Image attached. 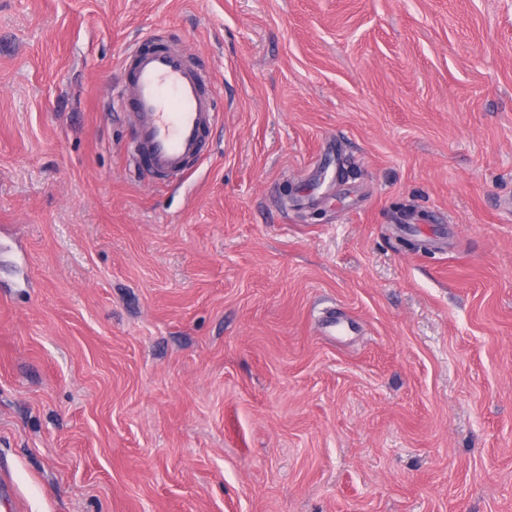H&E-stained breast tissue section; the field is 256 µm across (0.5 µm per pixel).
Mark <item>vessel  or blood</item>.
I'll return each mask as SVG.
<instances>
[{"instance_id": "1", "label": "vessel or blood", "mask_w": 512, "mask_h": 512, "mask_svg": "<svg viewBox=\"0 0 512 512\" xmlns=\"http://www.w3.org/2000/svg\"><path fill=\"white\" fill-rule=\"evenodd\" d=\"M119 65L115 101L131 129L127 161L156 182L182 178L203 158L218 113L205 69L163 29L129 48Z\"/></svg>"}]
</instances>
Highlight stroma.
<instances>
[{"label":"stroma","mask_w":512,"mask_h":512,"mask_svg":"<svg viewBox=\"0 0 512 512\" xmlns=\"http://www.w3.org/2000/svg\"><path fill=\"white\" fill-rule=\"evenodd\" d=\"M0 512H512V0H0ZM190 56L167 30L156 29L119 62L115 101L131 128L126 159L151 181L178 180L203 158L219 112L205 69Z\"/></svg>","instance_id":"stroma-1"}]
</instances>
